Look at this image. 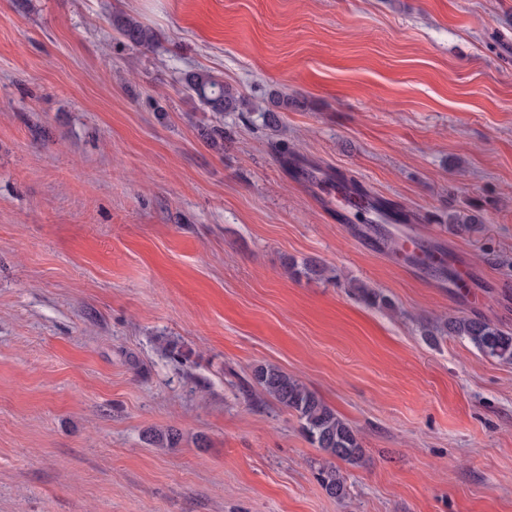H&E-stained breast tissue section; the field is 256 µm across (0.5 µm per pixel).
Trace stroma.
Wrapping results in <instances>:
<instances>
[{"label": "stroma", "instance_id": "1", "mask_svg": "<svg viewBox=\"0 0 512 512\" xmlns=\"http://www.w3.org/2000/svg\"><path fill=\"white\" fill-rule=\"evenodd\" d=\"M192 69L246 110L205 111ZM283 142L425 230L478 212L443 240L470 286L367 246ZM312 258L336 280L288 277ZM458 315L512 331V0H0V512H512V364L422 334ZM259 363L360 432L344 499L240 395ZM112 26L120 37L132 46L149 48L157 40V33L154 30L128 15L114 16ZM269 102L272 107L277 108V110L270 108L263 109V111L260 112L261 119L266 127L270 129L278 128L281 123L280 112L288 111V106L295 104V101L290 100L288 97L272 95ZM481 221L474 212L452 211L448 214V226L458 234H472L481 230ZM350 288H354L360 300L363 301L367 306L386 310L395 309L391 299L382 291L376 288H368L362 284H354Z\"/></svg>", "mask_w": 512, "mask_h": 512}]
</instances>
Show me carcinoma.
<instances>
[{
  "label": "carcinoma",
  "instance_id": "cac0c4a2",
  "mask_svg": "<svg viewBox=\"0 0 512 512\" xmlns=\"http://www.w3.org/2000/svg\"><path fill=\"white\" fill-rule=\"evenodd\" d=\"M112 26L128 44L149 48L157 40V33L128 15H116ZM184 88L193 93L205 110L215 114L236 112L244 104V98L232 85L206 70L186 71L181 77ZM271 107L260 112L264 125L274 129L281 123V112L295 104L288 97L271 96ZM334 179L347 185L350 193L359 200H368L371 194L361 184L338 172ZM448 226L458 234H472L481 230V221L474 212L452 211L448 213ZM293 276L327 278L328 268L315 260H306L298 265H288ZM356 294L366 305L386 310L395 306L391 299L376 288L362 284L352 285ZM424 335L433 341L445 336L466 339L484 356L512 363V331L505 330L492 321L481 317L452 316L436 324L423 326ZM241 390L246 400L257 404L261 397H268L281 408L295 414L311 443L328 457L350 464H357L363 456L359 433L341 418L315 391L309 389L282 368L271 364H259L251 371L250 379L244 381ZM320 482L332 497L346 495L345 477L334 466H324L319 472Z\"/></svg>",
  "mask_w": 512,
  "mask_h": 512
}]
</instances>
